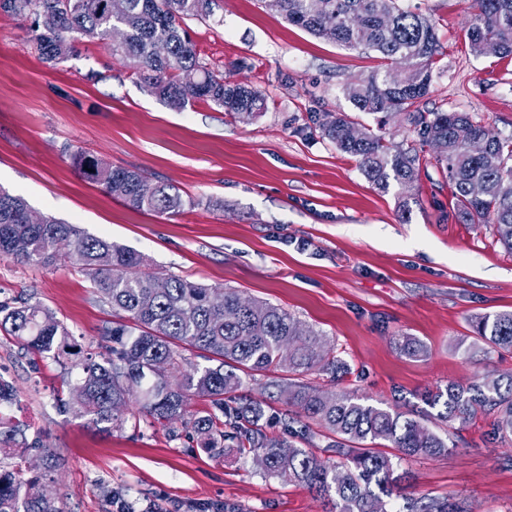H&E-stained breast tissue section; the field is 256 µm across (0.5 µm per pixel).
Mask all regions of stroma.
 I'll use <instances>...</instances> for the list:
<instances>
[{
    "label": "stroma",
    "mask_w": 512,
    "mask_h": 512,
    "mask_svg": "<svg viewBox=\"0 0 512 512\" xmlns=\"http://www.w3.org/2000/svg\"><path fill=\"white\" fill-rule=\"evenodd\" d=\"M435 27L442 56L427 109L474 114L512 134V58L478 56L468 45L463 0H400ZM31 21L0 12V187L31 209L136 250L147 270L233 288L283 307L319 331L347 363L342 387L402 411L423 412L442 432L427 392L487 373H512V352L466 360L474 317L512 311V254L491 226L456 217L453 187L430 163L414 187L380 190L314 131L315 112L355 111L346 82L380 68L375 53L347 50L286 23L261 0H215L204 19L184 22L201 59L263 95L265 108L241 122L203 102L174 109L149 96L109 38L76 35L77 51L54 64L30 40ZM84 152L139 169L194 199L176 216L135 211L83 178ZM28 298L63 321L85 348L113 321L82 269L0 255V302ZM426 356L401 354L399 336ZM0 379L14 387L0 417L32 444L24 477L43 476L42 451L63 461L43 477L63 512H116L102 487L158 512L231 503L241 512H324L305 488L264 476L252 459L214 458L188 438L151 424L104 432L67 395L54 362L26 353L0 330ZM490 417L453 434L447 455L402 462L403 493L467 500L476 512H512V439L487 437Z\"/></svg>",
    "instance_id": "1"
}]
</instances>
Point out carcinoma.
Here are the masks:
<instances>
[{"label": "carcinoma", "instance_id": "cac0c4a2", "mask_svg": "<svg viewBox=\"0 0 512 512\" xmlns=\"http://www.w3.org/2000/svg\"><path fill=\"white\" fill-rule=\"evenodd\" d=\"M213 0H0L11 15L33 18L32 39L40 55L61 62L75 53L73 34L107 36L121 41L112 55L126 59L148 95L182 109L202 101L240 121L264 109L258 91L246 82H226L200 59L183 29L188 18H206ZM264 7L310 34L346 49L370 50L382 67L344 85V94L360 112L377 117L378 129L405 122L418 144L404 146L360 125L345 112H325L315 130L344 154L358 159L364 177L380 190L394 182L410 188L427 167L423 148L444 143L435 167L454 186L459 218L468 224L493 226L498 241L512 253V136H502L469 112L424 111L432 71L441 55L433 26L399 0H262ZM473 16L467 32L477 56L512 55V0H465ZM464 126L485 143L473 155L459 140ZM89 181L133 210L175 216L185 206L172 186L153 183L139 171L113 167L87 153L73 156ZM31 207L20 195L0 187V255L26 264L49 266L59 257L49 245H74L75 260L94 292L121 317L104 332L105 343L85 352L68 327L48 307L21 299L0 302V330L32 354L60 365L75 377L83 397L74 400L90 422L105 431L129 421V403L140 415L168 428L175 421L199 447L215 457L233 453L263 459L262 472L306 488L330 505L327 512H472L462 502L426 494L392 498L402 480L395 474L406 458H433L448 453V443L410 414L372 405L346 390L323 391L297 382L281 386L290 409L280 421L284 432L264 429L266 405L242 401L244 377L253 372L281 371L297 375L319 371L337 383L348 374L345 362L329 353L321 334L285 309L234 289L222 290L219 308L209 303L214 289L179 276L143 270V257L101 237L84 234L73 224L42 216L29 224ZM17 238L27 249H11ZM166 288H155L157 281ZM457 347L473 355L488 349L512 351V312L476 320L473 341ZM195 350L213 362L170 373ZM198 396L209 402L187 410ZM437 417L452 428L477 415L492 418L489 435L512 438V373H487L466 384L450 383L426 396ZM335 437L328 449L338 461L328 462L300 444L314 437L311 423ZM26 443L14 430H0V512H61L40 483L20 478L22 469L4 459L20 460Z\"/></svg>", "mask_w": 512, "mask_h": 512}]
</instances>
